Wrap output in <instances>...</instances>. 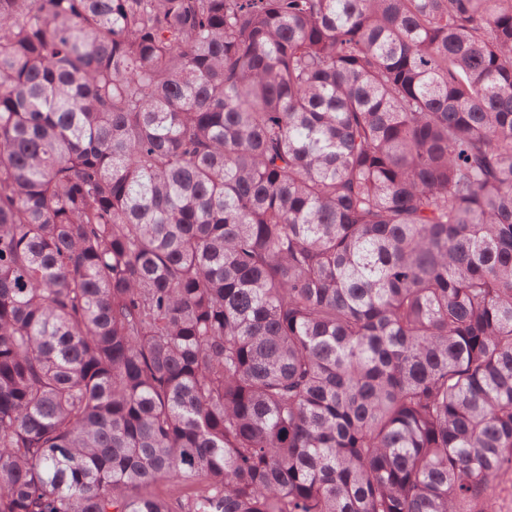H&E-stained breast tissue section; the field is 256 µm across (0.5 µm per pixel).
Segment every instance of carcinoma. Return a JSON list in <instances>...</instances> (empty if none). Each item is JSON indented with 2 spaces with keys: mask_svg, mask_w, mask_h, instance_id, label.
I'll return each instance as SVG.
<instances>
[{
  "mask_svg": "<svg viewBox=\"0 0 512 512\" xmlns=\"http://www.w3.org/2000/svg\"><path fill=\"white\" fill-rule=\"evenodd\" d=\"M509 475L512 0H0V512Z\"/></svg>",
  "mask_w": 512,
  "mask_h": 512,
  "instance_id": "obj_1",
  "label": "carcinoma"
}]
</instances>
